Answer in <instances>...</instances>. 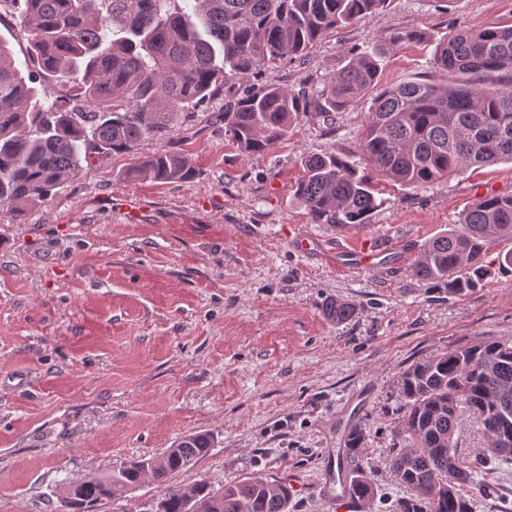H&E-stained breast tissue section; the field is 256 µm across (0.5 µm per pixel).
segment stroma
Listing matches in <instances>:
<instances>
[{"label":"stroma","instance_id":"1","mask_svg":"<svg viewBox=\"0 0 512 512\" xmlns=\"http://www.w3.org/2000/svg\"><path fill=\"white\" fill-rule=\"evenodd\" d=\"M510 19L512 0H389L262 80L297 91L348 51L420 30L379 58L380 87H396L430 72L454 27ZM370 107L300 115L282 141L245 156L224 133L218 94L165 140L92 158L24 223L0 207V512H57L63 486L204 431L210 452L171 484L219 491L261 477L291 487L289 512H392L404 494L390 472L405 445L400 373L451 349L512 344V273L451 296L410 269L477 197L512 193V163L417 188L380 179L383 204L362 231L314 223L294 197L301 160L353 151ZM162 148L184 154L195 177L127 179ZM302 235L311 251L296 249ZM366 240L381 252L376 270L337 264ZM336 299L355 309L341 324L323 312ZM352 427L377 486L355 505L336 496ZM494 481L473 512H512L511 462Z\"/></svg>","mask_w":512,"mask_h":512}]
</instances>
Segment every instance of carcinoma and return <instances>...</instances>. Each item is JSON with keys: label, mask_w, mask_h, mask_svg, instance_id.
I'll list each match as a JSON object with an SVG mask.
<instances>
[{"label": "carcinoma", "mask_w": 512, "mask_h": 512, "mask_svg": "<svg viewBox=\"0 0 512 512\" xmlns=\"http://www.w3.org/2000/svg\"><path fill=\"white\" fill-rule=\"evenodd\" d=\"M388 0H0L27 39L24 67L0 41V207L23 221L33 204L77 173L90 155L130 151L220 92L224 132L238 151L255 155L288 134L310 109L340 112L372 100L357 139L358 165L347 155L301 160L294 195L317 224L340 229L364 224L380 206L374 175L423 187L469 168L512 162V23L473 30L458 26L435 49L433 68L448 84L424 77L378 88V57L419 39L418 30L391 32L372 51L352 53L336 73L310 90L257 84L262 71L301 58L326 35L383 9ZM68 85L47 104L40 77ZM181 154L161 149L127 173L158 182L192 178ZM512 239V194L478 197L458 224L424 245L411 276L462 295L491 273L487 245ZM340 324L352 317L346 302L325 304ZM398 433L407 446L391 459L406 495L393 512H472L475 492L488 487L483 472L458 453L463 414L487 438L485 462L512 442V345L478 343L444 352L401 374ZM354 428L344 438L343 489L366 502L375 495L372 472L359 463L364 444ZM213 444L208 433L184 437L163 456L126 461L104 477L68 488L66 512H97L101 501L134 492L150 480L164 486L158 512H289L291 489L247 477L215 492L205 482L171 486L169 477L194 466Z\"/></svg>", "instance_id": "1"}]
</instances>
